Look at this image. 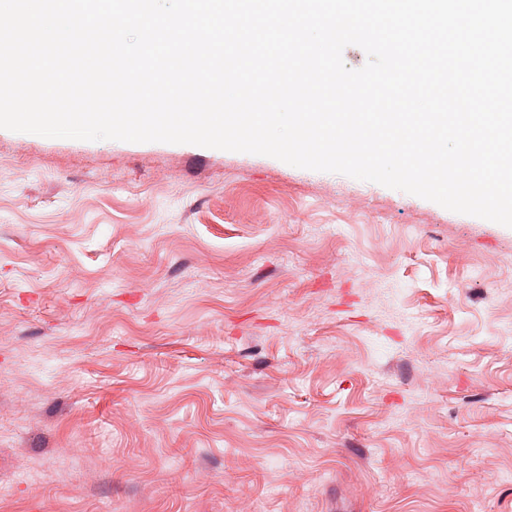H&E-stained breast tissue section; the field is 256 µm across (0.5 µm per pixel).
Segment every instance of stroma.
I'll return each instance as SVG.
<instances>
[{"label":"stroma","instance_id":"1","mask_svg":"<svg viewBox=\"0 0 512 512\" xmlns=\"http://www.w3.org/2000/svg\"><path fill=\"white\" fill-rule=\"evenodd\" d=\"M0 487V512H512V228L0 129Z\"/></svg>","mask_w":512,"mask_h":512}]
</instances>
